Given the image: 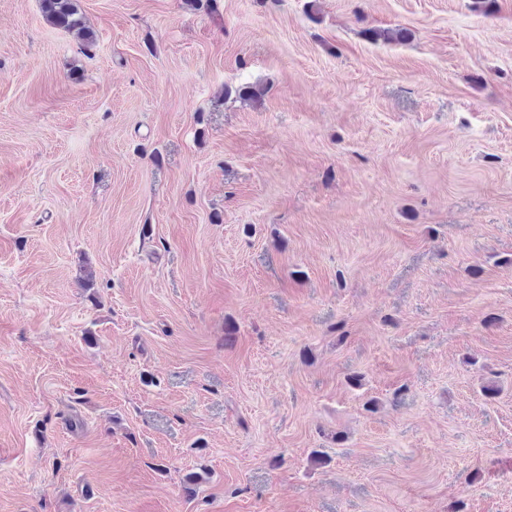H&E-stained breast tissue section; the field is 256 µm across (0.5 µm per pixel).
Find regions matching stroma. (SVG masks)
<instances>
[{"instance_id": "stroma-1", "label": "stroma", "mask_w": 512, "mask_h": 512, "mask_svg": "<svg viewBox=\"0 0 512 512\" xmlns=\"http://www.w3.org/2000/svg\"><path fill=\"white\" fill-rule=\"evenodd\" d=\"M497 4L0 0V512H512ZM40 2L42 12L49 23L74 32L86 48L94 45V33L86 25L78 9L77 0H40Z\"/></svg>"}]
</instances>
